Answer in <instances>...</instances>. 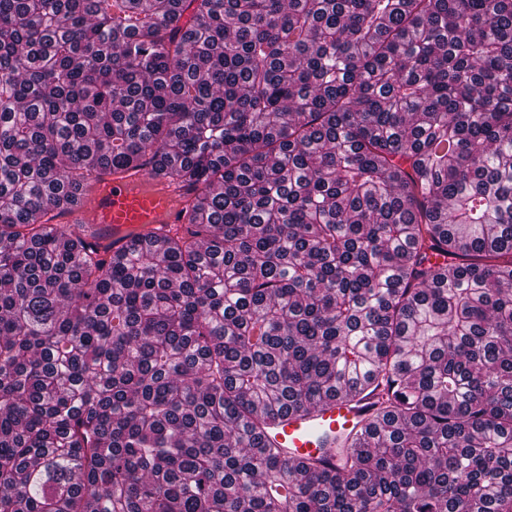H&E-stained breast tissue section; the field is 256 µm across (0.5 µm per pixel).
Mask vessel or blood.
<instances>
[{
    "label": "vessel or blood",
    "mask_w": 512,
    "mask_h": 512,
    "mask_svg": "<svg viewBox=\"0 0 512 512\" xmlns=\"http://www.w3.org/2000/svg\"><path fill=\"white\" fill-rule=\"evenodd\" d=\"M187 195L179 183L158 181L149 170L139 169L104 178L91 194L88 211L66 216V223L94 225V245L112 251L127 247L133 236L161 237L163 229L180 221ZM371 401L349 406H319L307 413L290 414L275 424L274 442L284 457L327 454L337 459L346 450L353 433L372 413Z\"/></svg>",
    "instance_id": "1"
}]
</instances>
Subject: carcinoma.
Instances as JSON below:
<instances>
[{"label":"carcinoma","mask_w":512,"mask_h":512,"mask_svg":"<svg viewBox=\"0 0 512 512\" xmlns=\"http://www.w3.org/2000/svg\"><path fill=\"white\" fill-rule=\"evenodd\" d=\"M0 512H512V0H0ZM188 193L177 182H160L148 169L112 175L96 185L87 212L64 217L65 224H93L97 234L90 236L95 246L111 245L112 254L127 247L134 235L161 240L164 230L182 224L179 212ZM161 227L162 229H158ZM372 402L362 400L356 406L336 403L319 406L309 413H291L272 426L276 448L294 461L299 456L326 453L335 462L346 450L353 433L374 411Z\"/></svg>","instance_id":"obj_1"}]
</instances>
